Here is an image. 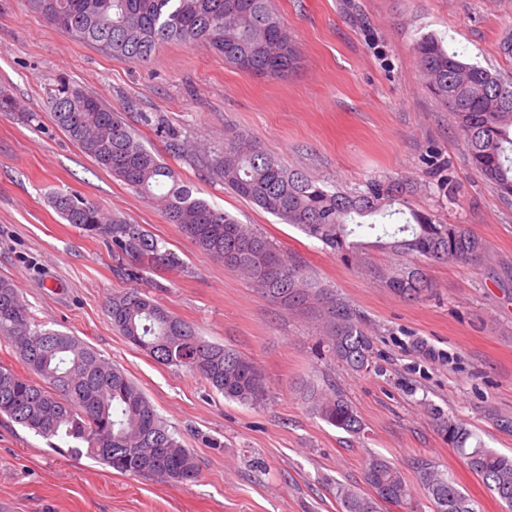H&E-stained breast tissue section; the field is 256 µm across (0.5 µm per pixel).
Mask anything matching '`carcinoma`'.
<instances>
[{
  "label": "carcinoma",
  "mask_w": 512,
  "mask_h": 512,
  "mask_svg": "<svg viewBox=\"0 0 512 512\" xmlns=\"http://www.w3.org/2000/svg\"><path fill=\"white\" fill-rule=\"evenodd\" d=\"M33 8L75 39L113 57L146 63L166 43L203 47L251 73L279 76L293 69L299 50L269 0H29ZM426 86L452 112L471 167L500 197L512 201V82L466 61L426 35L414 45ZM51 116L103 170L157 204L194 245L248 278L269 300L288 307L319 304L322 341L338 361L359 371L371 359L373 341L357 311L317 283L305 266L277 251L262 234L193 195L160 155L146 148L121 113L84 87L61 80L50 94ZM203 167L235 195L293 225L349 260L358 252L351 237L376 228L393 238L384 249L428 262L482 264L486 242L462 224H436L428 213L405 211L400 182L372 178L364 189L331 190L288 168L247 133L224 132V148L207 151ZM69 224L112 246L116 269L139 281L179 258L140 224L107 214L73 189L51 196ZM395 294L417 299L432 289L413 263L383 276ZM106 311L129 343L157 363L187 368L228 399L257 405L268 388L261 371L234 349L198 336L185 320L141 288L115 292ZM0 340L34 369L24 375L0 364V414L51 440L69 443L64 453L110 468L168 482L197 477L193 452L175 436L142 389L85 341L45 327L31 315L20 289L0 279ZM311 411L327 424L358 435L363 425L349 400L334 389H303ZM438 430L499 499L512 508V457L498 454L453 415H436ZM417 478L436 512H476L473 501L444 473L421 461ZM366 496L350 485L337 489L345 512H379L410 504L401 471L382 457L369 459Z\"/></svg>",
  "instance_id": "obj_1"
}]
</instances>
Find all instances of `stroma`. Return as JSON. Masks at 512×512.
<instances>
[{
	"mask_svg": "<svg viewBox=\"0 0 512 512\" xmlns=\"http://www.w3.org/2000/svg\"><path fill=\"white\" fill-rule=\"evenodd\" d=\"M301 51L285 75L257 76L201 47L165 45L149 62L104 54L35 12L0 0V92L19 111L0 112V278L34 318L80 337L124 369L197 459L187 483L122 474L75 460L0 417V512H343L338 485L366 490L379 455L412 490L408 508L436 512L415 473L434 465L476 512L503 504L449 447L434 413L464 420L485 446L512 454V205L470 166L451 112L425 86L414 44L441 38L469 62L512 80V0H272ZM98 95L139 125L194 196L250 225L311 276L353 304L374 341L368 368L325 355L316 303L271 302L247 278L199 251L162 211L99 168L52 120L59 78ZM233 126L289 168L352 190L370 178L407 179L409 208L463 224L487 243L481 265L425 263L434 288L417 301L385 287L395 262L374 236L347 262L299 229L228 192L200 163ZM71 187L105 212L144 225L178 266L146 272L162 307L205 340L235 349L263 373L266 401L243 405L182 367L158 364L116 330L105 304L129 281L113 272L101 240L67 224L51 192ZM344 394L363 430L353 436L316 417L300 384Z\"/></svg>",
	"mask_w": 512,
	"mask_h": 512,
	"instance_id": "stroma-1",
	"label": "stroma"
}]
</instances>
